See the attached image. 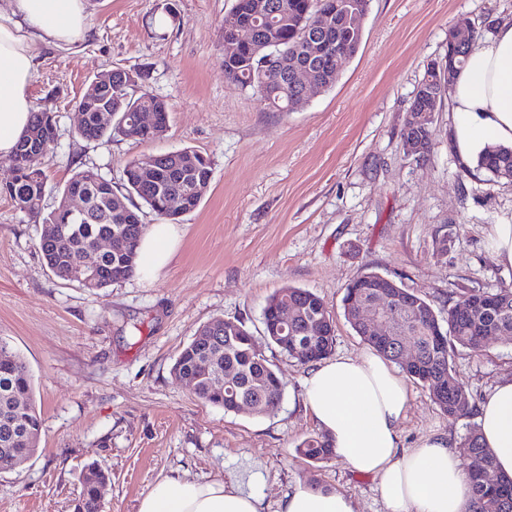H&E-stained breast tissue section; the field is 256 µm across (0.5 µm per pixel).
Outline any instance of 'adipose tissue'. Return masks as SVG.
I'll use <instances>...</instances> for the list:
<instances>
[{"instance_id": "ef3b65f1", "label": "adipose tissue", "mask_w": 512, "mask_h": 512, "mask_svg": "<svg viewBox=\"0 0 512 512\" xmlns=\"http://www.w3.org/2000/svg\"><path fill=\"white\" fill-rule=\"evenodd\" d=\"M71 43L87 28L85 0H9L0 10V156L13 154L32 120L34 75L30 46L20 33ZM450 144L459 161L474 166L487 147L512 146V18L499 20L471 52L448 91ZM174 230L153 225L143 236L139 273L169 260ZM409 403L407 386L377 353L325 360L307 374L303 406L349 471L377 479L386 512H466V471L441 435L417 447L400 445ZM481 440L498 475L512 478V377L478 405ZM261 495L239 482L168 477L141 498L137 512H263ZM277 512H354L349 496L299 483Z\"/></svg>"}]
</instances>
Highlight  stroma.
<instances>
[{"label": "stroma", "mask_w": 512, "mask_h": 512, "mask_svg": "<svg viewBox=\"0 0 512 512\" xmlns=\"http://www.w3.org/2000/svg\"><path fill=\"white\" fill-rule=\"evenodd\" d=\"M234 14L235 0H87L81 39L31 43L33 104L57 120L45 163L52 192L84 165L121 186L129 161L186 147L210 159L212 178L176 224L169 262L98 296L49 270L41 225L0 194V336L26 361L43 421L37 454L0 474V512H74L91 464L111 476L104 512H137L153 484L176 474L251 483L266 512L299 482L345 493L356 512H385L373 477L335 456L297 458L296 445L319 431L301 402L308 365L264 345L285 392L278 411L255 417L197 399L171 374L177 355L218 317L262 336L266 301L286 286L324 300L336 320L332 357L357 358L368 347L342 299L364 272L416 291L443 317L465 290L512 285V267L490 247L495 225L512 224V182L465 173L445 106L429 157L401 146L428 63L448 64L449 27L467 22L486 37L512 17V0H371L358 52L331 89L311 92L294 112L270 111L225 81L224 28ZM116 67L147 71V89L170 104L164 139L78 137L77 101ZM453 366L479 401L512 376V341L456 348ZM407 388L404 447L443 434L459 449L475 418L449 422L420 382Z\"/></svg>", "instance_id": "35a3bbf8"}]
</instances>
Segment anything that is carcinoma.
Here are the masks:
<instances>
[{"instance_id":"cac0c4a2","label":"carcinoma","mask_w":512,"mask_h":512,"mask_svg":"<svg viewBox=\"0 0 512 512\" xmlns=\"http://www.w3.org/2000/svg\"><path fill=\"white\" fill-rule=\"evenodd\" d=\"M328 31L334 37L335 60L328 52L313 50L316 14L321 0H236L235 11L266 20L264 29L252 26L238 32V52L224 56V80L260 95L274 112H294L304 105L299 87L293 85L294 72L307 67L321 89L336 83V66H344L359 50L364 36L363 20L370 0H334ZM478 35L472 28L461 32L448 29V55L456 56L455 73H460L476 46ZM268 56L280 61L277 71L263 70L258 62ZM441 76L433 66L426 67L418 82L406 125L409 135L426 142L419 154L425 158L433 149L431 128L434 114L442 102L438 93ZM78 106L85 110V125L77 131L86 141H108L125 135L124 128L137 113L156 114L155 127L145 130L143 141L163 138L169 128L171 108L147 89L139 95L127 87L110 95L90 98L84 94ZM112 110V122L103 125L99 110ZM54 113L45 109L33 113V119L20 139L17 150L24 149L33 137L49 140L38 157L28 158L11 176L0 182L4 193L23 212L42 224L39 250L48 268L60 279L73 281L71 272L95 249L99 239L115 238V248L98 258L95 276L79 283L92 295H98L114 283L132 277L139 266V245L147 226L142 208L162 221H175L177 215L196 209L202 196L195 188L211 181L210 161L193 149L161 154L160 164L147 169L133 160L124 169V191H115L112 180L96 167L78 168L64 189L79 185L86 194V222L78 231L54 232L64 223L60 205L45 210L46 158L55 149L49 139ZM477 169L496 180H512V148L492 146L480 157ZM344 316L362 341L387 357L429 391L434 404L455 423L469 417V395L452 366L456 347L478 352L485 336H504L512 340V286L496 289H469L448 307V318L440 320L431 305L419 294L398 287L389 288L382 274L366 272L345 289ZM387 307L394 335L373 336L359 322L358 309L364 305ZM292 309L288 333L280 332L282 306ZM264 337L280 353L303 364L317 362L330 354L336 341L334 319L325 302L315 293L286 286L272 294L263 309ZM256 337L238 319L215 318L201 325L177 356L172 374L188 385L201 401L226 412L246 411L252 416H267L280 406L284 390L276 372L262 352L254 348ZM42 429L34 400L32 375L21 356L0 337V462L15 467L38 451ZM467 459L469 479L468 512H512V478L491 477L492 455L483 447L478 428L472 427L461 443ZM305 459L321 462L332 454L323 436H309L297 446ZM109 480L108 472L90 465L81 480V492L74 512H101L100 487Z\"/></svg>"}]
</instances>
